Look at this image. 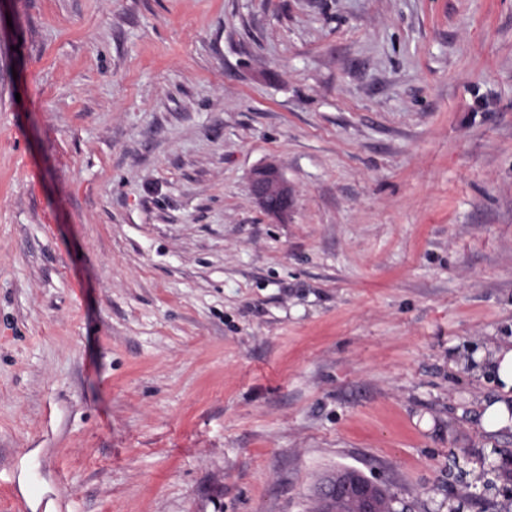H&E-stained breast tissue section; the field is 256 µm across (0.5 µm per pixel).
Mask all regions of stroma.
Here are the masks:
<instances>
[{
  "label": "stroma",
  "instance_id": "stroma-1",
  "mask_svg": "<svg viewBox=\"0 0 512 512\" xmlns=\"http://www.w3.org/2000/svg\"><path fill=\"white\" fill-rule=\"evenodd\" d=\"M493 341L512 0H0V512H512ZM249 191L268 216L279 222L288 219L293 206L292 190L275 164H266L253 173ZM343 470H351L353 476L368 481L357 470ZM352 475L336 473V480H326L321 484L318 491L319 496L324 497L327 503H334L352 491L361 504V511L359 512H376L373 508L376 485L372 483L359 484Z\"/></svg>",
  "mask_w": 512,
  "mask_h": 512
}]
</instances>
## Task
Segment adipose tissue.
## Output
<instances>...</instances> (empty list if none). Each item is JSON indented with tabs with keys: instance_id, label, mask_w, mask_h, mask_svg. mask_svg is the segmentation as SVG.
<instances>
[{
	"instance_id": "ef3b65f1",
	"label": "adipose tissue",
	"mask_w": 512,
	"mask_h": 512,
	"mask_svg": "<svg viewBox=\"0 0 512 512\" xmlns=\"http://www.w3.org/2000/svg\"><path fill=\"white\" fill-rule=\"evenodd\" d=\"M488 370L498 387L499 395L484 402L482 427L489 432L512 429V345H489Z\"/></svg>"
}]
</instances>
